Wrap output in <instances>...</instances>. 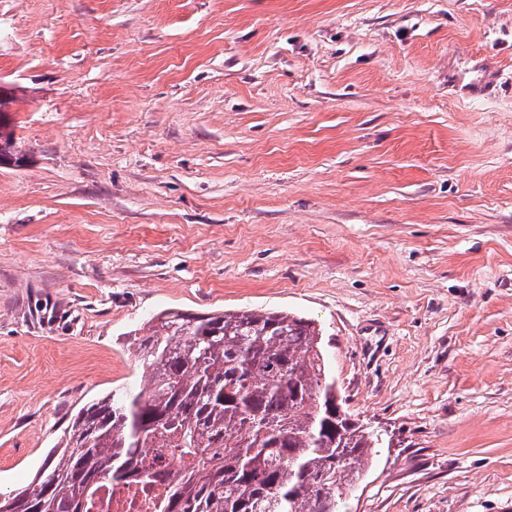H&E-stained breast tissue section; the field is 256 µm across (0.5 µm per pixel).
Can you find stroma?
<instances>
[{
	"mask_svg": "<svg viewBox=\"0 0 512 512\" xmlns=\"http://www.w3.org/2000/svg\"><path fill=\"white\" fill-rule=\"evenodd\" d=\"M0 494L165 309L326 335L344 512H512V0H0ZM14 131L8 130V125L1 124L0 120V164L16 163L18 165L22 162L21 150L16 146Z\"/></svg>",
	"mask_w": 512,
	"mask_h": 512,
	"instance_id": "35a3bbf8",
	"label": "stroma"
}]
</instances>
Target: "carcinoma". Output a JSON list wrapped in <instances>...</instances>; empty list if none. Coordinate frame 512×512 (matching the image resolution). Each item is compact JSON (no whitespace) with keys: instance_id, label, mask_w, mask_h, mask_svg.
Segmentation results:
<instances>
[{"instance_id":"carcinoma-1","label":"carcinoma","mask_w":512,"mask_h":512,"mask_svg":"<svg viewBox=\"0 0 512 512\" xmlns=\"http://www.w3.org/2000/svg\"><path fill=\"white\" fill-rule=\"evenodd\" d=\"M21 164L0 125V164ZM141 385L83 406L0 512H89L107 481L168 487L160 512H336L377 440L330 417L324 331L284 311L165 310L135 330ZM169 448L174 474L151 452Z\"/></svg>"}]
</instances>
